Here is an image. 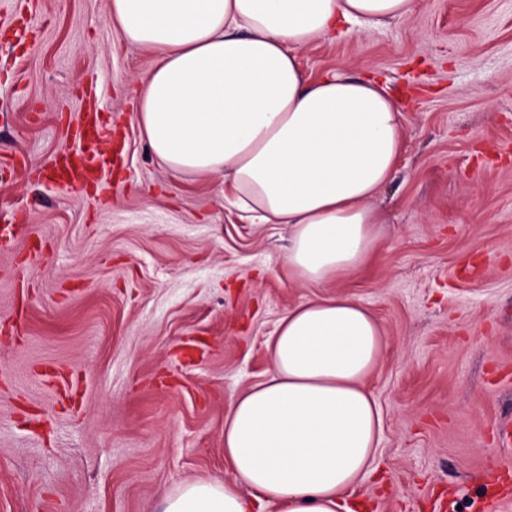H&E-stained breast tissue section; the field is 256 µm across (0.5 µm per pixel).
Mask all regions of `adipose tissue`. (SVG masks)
Segmentation results:
<instances>
[{
    "instance_id": "adipose-tissue-1",
    "label": "adipose tissue",
    "mask_w": 512,
    "mask_h": 512,
    "mask_svg": "<svg viewBox=\"0 0 512 512\" xmlns=\"http://www.w3.org/2000/svg\"><path fill=\"white\" fill-rule=\"evenodd\" d=\"M412 11L413 0H109L108 19L154 54L135 89L152 155L220 181L250 223L287 225L289 279L327 286L381 246L372 200L396 172L401 111L376 80L309 78L299 52ZM387 347L354 297L289 307L269 376L224 415L223 479L180 482L161 512H365L347 494L375 470L383 414L366 382Z\"/></svg>"
}]
</instances>
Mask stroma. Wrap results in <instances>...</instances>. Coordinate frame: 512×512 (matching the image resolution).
Masks as SVG:
<instances>
[{"mask_svg": "<svg viewBox=\"0 0 512 512\" xmlns=\"http://www.w3.org/2000/svg\"><path fill=\"white\" fill-rule=\"evenodd\" d=\"M410 17L301 50L310 77L385 81L404 149L375 196L382 246L329 294L371 309L389 346L369 512H479L512 477V0H414ZM108 0H7L27 29L0 52V512H160L186 479L224 476V413L270 370L288 307V227L256 226L219 184L165 169L133 90L149 52ZM124 144L105 199L65 190L85 78ZM473 265L476 274L458 271Z\"/></svg>", "mask_w": 512, "mask_h": 512, "instance_id": "obj_1", "label": "stroma"}]
</instances>
